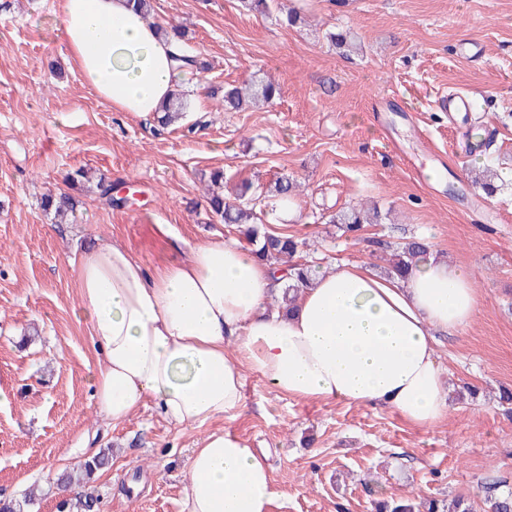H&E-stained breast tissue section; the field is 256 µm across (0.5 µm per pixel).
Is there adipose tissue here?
Listing matches in <instances>:
<instances>
[{"mask_svg": "<svg viewBox=\"0 0 512 512\" xmlns=\"http://www.w3.org/2000/svg\"><path fill=\"white\" fill-rule=\"evenodd\" d=\"M59 18L68 57L114 110L149 116L177 90L171 45L128 0H61ZM283 283L234 241L151 271L98 239L77 267L78 316L103 356L97 414L118 423L150 403L178 427L233 418L250 371L299 400L384 406L419 427L447 418L435 338L478 310L466 270L431 255L403 278L321 269L288 314L270 308ZM276 496L266 455L238 434L207 432L187 460L182 512H269Z\"/></svg>", "mask_w": 512, "mask_h": 512, "instance_id": "adipose-tissue-1", "label": "adipose tissue"}]
</instances>
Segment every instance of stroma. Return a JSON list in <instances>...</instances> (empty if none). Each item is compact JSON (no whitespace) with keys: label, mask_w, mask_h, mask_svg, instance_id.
<instances>
[{"label":"stroma","mask_w":512,"mask_h":512,"mask_svg":"<svg viewBox=\"0 0 512 512\" xmlns=\"http://www.w3.org/2000/svg\"><path fill=\"white\" fill-rule=\"evenodd\" d=\"M163 27L186 33L209 63L179 89L190 108L171 126L114 111L66 57L57 0H0V496L41 494L31 512H57L54 479L100 450L109 465L91 483L96 512H180L186 462L205 429L226 428L272 451L270 512H373L415 496L471 497L488 512L486 484L512 490V0H273L269 14L243 0H152ZM298 16L285 25L286 13ZM349 31L353 51L328 33ZM481 44L465 59L459 47ZM279 88L273 103L224 111L215 95L255 74ZM467 92L491 138L437 109ZM394 96L399 106L375 111ZM111 178L135 202L108 206L83 189L76 219L53 223L44 194L77 169ZM224 187L277 177L298 184L283 223L269 197L262 217L307 242L317 268L365 261L383 271L382 247L417 237L467 269L479 297L470 325L438 337L449 379L448 416L421 428L390 408L302 401L245 375V406L207 428L175 427L151 407L114 423L92 400L102 363L79 305L85 248L109 238L148 269L182 260L209 238L239 239L206 199L214 170ZM494 173L496 191L471 185ZM377 205L386 223L363 240L329 221Z\"/></svg>","instance_id":"35a3bbf8"}]
</instances>
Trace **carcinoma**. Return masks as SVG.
<instances>
[{
	"instance_id": "cac0c4a2",
	"label": "carcinoma",
	"mask_w": 512,
	"mask_h": 512,
	"mask_svg": "<svg viewBox=\"0 0 512 512\" xmlns=\"http://www.w3.org/2000/svg\"><path fill=\"white\" fill-rule=\"evenodd\" d=\"M172 38L177 41L174 58L186 65L193 67V71H201L206 66L198 61L197 56L190 53L183 42V34L177 30L172 31ZM278 91L274 83L265 77H254L245 88L240 90L236 87L224 90L222 102L224 111L232 112L243 109L248 103L272 102ZM186 104L180 94L175 93L161 105V112L157 113V121L167 126L180 119L185 112ZM295 185L287 177H279L274 182L272 196L277 200L288 201L294 196ZM254 197V186L249 181L243 182L236 194V201H226L219 195L208 198V205L211 212L220 218L225 224H234L239 227L247 243L253 247V251L261 259L288 270V286L282 296L281 308L289 311L294 308L298 294L307 286L309 275L314 271L312 265L296 260L301 247L305 242L296 236L274 231L267 227L262 219L251 207ZM78 200L67 191H61L56 195L46 196L41 201L42 210L53 216L57 224H68L71 218L75 217ZM332 223L341 225V230L352 234V237L359 236L366 224L382 223V215L379 211L372 213L360 206H352L346 210L336 213ZM425 252V246L419 241L399 243L392 248L389 265L386 273L390 276H403L409 266ZM110 452L100 451L98 454L89 457L82 463L81 468L76 472L65 471L58 478V484L71 486L87 482L94 475L108 466ZM36 493L29 490L20 500L0 499V512H28V508L34 505ZM490 512H512V492L492 495L487 498ZM97 499L91 495H81L74 499H65L59 505V512H92ZM437 512V503L434 501H416L413 498L398 497L390 500H383L376 504L375 512Z\"/></svg>"
}]
</instances>
